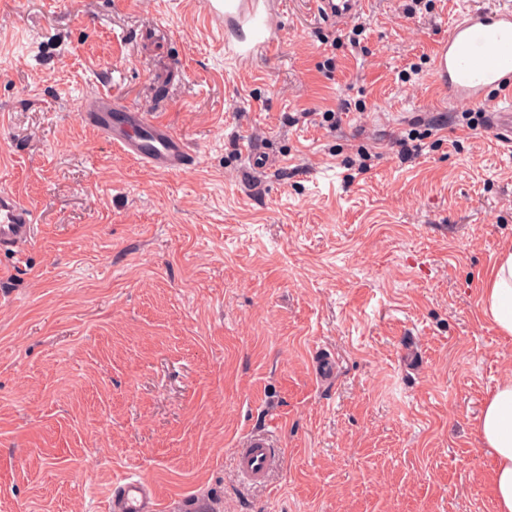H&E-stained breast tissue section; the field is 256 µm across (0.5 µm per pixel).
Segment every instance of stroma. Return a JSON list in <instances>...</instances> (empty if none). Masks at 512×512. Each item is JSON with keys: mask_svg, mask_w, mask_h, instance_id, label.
<instances>
[{"mask_svg": "<svg viewBox=\"0 0 512 512\" xmlns=\"http://www.w3.org/2000/svg\"><path fill=\"white\" fill-rule=\"evenodd\" d=\"M486 2L283 0L277 50L239 62L206 0H0V190L34 216L25 263L0 253V512H107L130 475L161 512H496L477 424L512 337L479 302L512 147L431 71ZM98 92L197 164L124 157L79 117ZM259 430L283 466L256 486ZM320 15L336 22L352 19L359 11L360 0H314ZM277 440L271 434L247 437L238 448L235 464L240 478L252 484H265L270 474L280 466L282 455Z\"/></svg>", "mask_w": 512, "mask_h": 512, "instance_id": "1", "label": "stroma"}]
</instances>
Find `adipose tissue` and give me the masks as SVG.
Returning a JSON list of instances; mask_svg holds the SVG:
<instances>
[{
  "instance_id": "ef3b65f1",
  "label": "adipose tissue",
  "mask_w": 512,
  "mask_h": 512,
  "mask_svg": "<svg viewBox=\"0 0 512 512\" xmlns=\"http://www.w3.org/2000/svg\"><path fill=\"white\" fill-rule=\"evenodd\" d=\"M480 310L504 336H512V247L503 250L485 271ZM478 433L495 456L496 512H512V376L500 382L486 400Z\"/></svg>"
}]
</instances>
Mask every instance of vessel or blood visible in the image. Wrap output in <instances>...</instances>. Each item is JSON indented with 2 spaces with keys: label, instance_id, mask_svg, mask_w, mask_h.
<instances>
[{
  "label": "vessel or blood",
  "instance_id": "b4317fda",
  "mask_svg": "<svg viewBox=\"0 0 512 512\" xmlns=\"http://www.w3.org/2000/svg\"><path fill=\"white\" fill-rule=\"evenodd\" d=\"M320 15L352 19L361 0H314ZM208 21L224 36V49L238 61L272 52L282 27L278 0H206ZM434 80L449 100L489 105L496 133L512 141V6H479L465 11L439 41L432 59ZM499 98L488 100L490 90ZM80 119L125 157L155 171L177 173L196 157L185 140L150 112L125 106L102 93L88 97ZM33 216L12 194L0 192V251L21 259L31 242ZM282 456L273 435L247 437L237 451L240 478L265 484ZM114 512H157L150 485L128 479L117 487Z\"/></svg>",
  "mask_w": 512,
  "mask_h": 512
}]
</instances>
